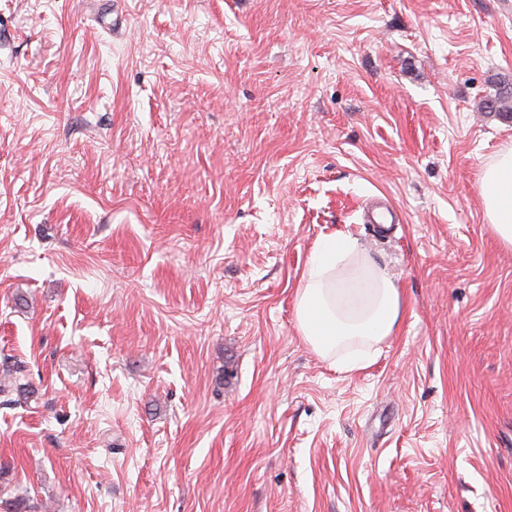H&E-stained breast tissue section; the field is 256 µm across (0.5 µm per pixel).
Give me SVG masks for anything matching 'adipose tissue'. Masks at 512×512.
I'll use <instances>...</instances> for the list:
<instances>
[{"label": "adipose tissue", "mask_w": 512, "mask_h": 512, "mask_svg": "<svg viewBox=\"0 0 512 512\" xmlns=\"http://www.w3.org/2000/svg\"><path fill=\"white\" fill-rule=\"evenodd\" d=\"M480 186L495 234L512 245V146L483 164ZM357 253V240L344 233L324 236L313 252L297 315L303 336L319 351L329 352L355 337L380 341L391 335L398 323L396 285L371 260L352 268Z\"/></svg>", "instance_id": "obj_1"}]
</instances>
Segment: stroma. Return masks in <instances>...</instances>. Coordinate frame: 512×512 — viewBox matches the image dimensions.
<instances>
[{"mask_svg":"<svg viewBox=\"0 0 512 512\" xmlns=\"http://www.w3.org/2000/svg\"><path fill=\"white\" fill-rule=\"evenodd\" d=\"M508 87L512 0H0V497L512 512ZM333 232L402 314L324 355ZM485 212L498 238L512 245V146L501 149L481 169Z\"/></svg>","mask_w":512,"mask_h":512,"instance_id":"obj_1","label":"stroma"}]
</instances>
